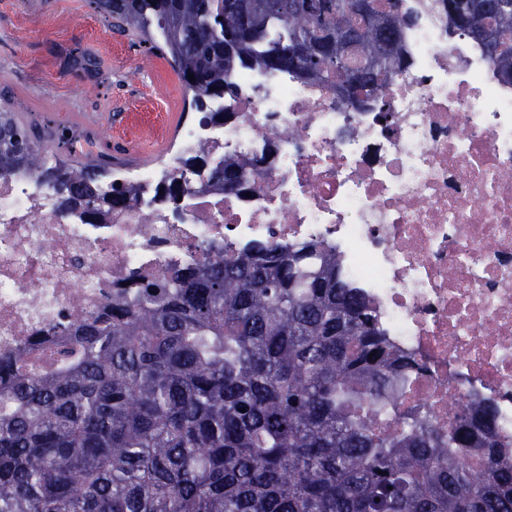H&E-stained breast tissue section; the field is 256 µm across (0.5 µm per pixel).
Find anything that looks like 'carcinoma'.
Masks as SVG:
<instances>
[{
	"instance_id": "carcinoma-1",
	"label": "carcinoma",
	"mask_w": 512,
	"mask_h": 512,
	"mask_svg": "<svg viewBox=\"0 0 512 512\" xmlns=\"http://www.w3.org/2000/svg\"><path fill=\"white\" fill-rule=\"evenodd\" d=\"M348 2L315 16L305 0L285 14L270 0H95L170 59L199 112L233 93L239 69L298 73V46L318 56L315 22L354 25ZM438 2L451 33L485 40L511 82L512 0L491 15ZM370 8L402 33L396 0ZM246 29L241 55L225 56V36ZM362 49L373 64L363 94L382 102L402 38L386 45L369 29ZM313 80L345 74L321 58ZM56 141L66 132L0 108V168L42 170L68 190L62 208L126 207L129 188L101 195L95 169L45 166L40 149ZM244 171L226 159L211 175ZM71 336L38 371L0 360V512H512V449L497 441L493 403L448 425L414 414L401 434L381 430L417 363L323 245L269 243L174 270Z\"/></svg>"
}]
</instances>
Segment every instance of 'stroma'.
<instances>
[{"label":"stroma","mask_w":512,"mask_h":512,"mask_svg":"<svg viewBox=\"0 0 512 512\" xmlns=\"http://www.w3.org/2000/svg\"><path fill=\"white\" fill-rule=\"evenodd\" d=\"M183 90L161 51L92 0H0V105L28 122L69 128L70 113H97L107 156L115 136L164 137L194 118Z\"/></svg>","instance_id":"1"}]
</instances>
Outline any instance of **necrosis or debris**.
Listing matches in <instances>:
<instances>
[{
  "instance_id": "obj_1",
  "label": "necrosis or debris",
  "mask_w": 512,
  "mask_h": 512,
  "mask_svg": "<svg viewBox=\"0 0 512 512\" xmlns=\"http://www.w3.org/2000/svg\"><path fill=\"white\" fill-rule=\"evenodd\" d=\"M399 10L410 22L392 126L371 101L250 68L209 104L230 120L182 123L153 163L100 184L129 187L122 210H63L31 167L0 171V357L35 342L57 357L67 328L141 280L254 242L317 241L417 361L386 432L413 408L445 424L489 401L512 442V84L481 44L449 36L435 0ZM203 153L208 165L194 164ZM227 158L248 164L241 192L211 178ZM174 181L175 203L160 194Z\"/></svg>"
}]
</instances>
